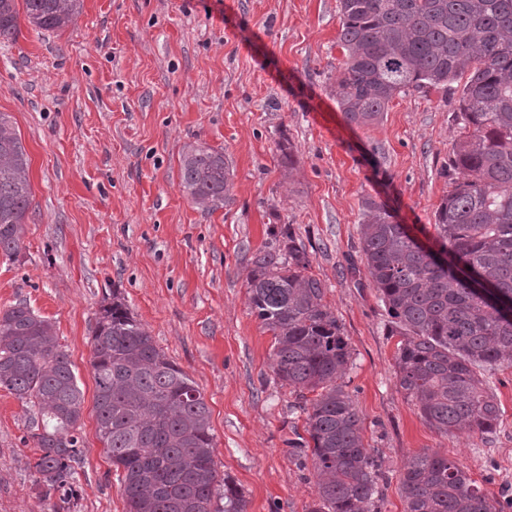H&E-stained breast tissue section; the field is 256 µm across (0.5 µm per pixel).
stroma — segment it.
I'll return each instance as SVG.
<instances>
[{
  "label": "stroma",
  "mask_w": 512,
  "mask_h": 512,
  "mask_svg": "<svg viewBox=\"0 0 512 512\" xmlns=\"http://www.w3.org/2000/svg\"><path fill=\"white\" fill-rule=\"evenodd\" d=\"M339 30L340 0H83L74 25L24 23L0 44V112L21 138L32 192L18 257L0 254V310L24 301L52 322L83 393L69 512H128L96 433L90 366L99 309L116 292L202 391L217 475L242 490L247 512H309L316 475L286 444L303 419L246 288L253 255L284 226L352 352L344 383L382 463L379 512H404L400 477L423 450L459 462L489 498H512V366L492 374L495 432L427 425L397 384L398 339L360 245L370 200L434 236L459 93L412 90L378 123L348 124L332 93ZM190 142L228 158L223 208L202 210L182 191ZM37 421L0 390V512H62L34 485Z\"/></svg>",
  "instance_id": "35a3bbf8"
}]
</instances>
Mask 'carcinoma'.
<instances>
[{"label": "carcinoma", "instance_id": "cac0c4a2", "mask_svg": "<svg viewBox=\"0 0 512 512\" xmlns=\"http://www.w3.org/2000/svg\"><path fill=\"white\" fill-rule=\"evenodd\" d=\"M38 30L72 25L83 0H0V43L18 34V2ZM343 60L336 103L350 124L378 121L412 89L448 90L465 71L448 198L434 213V247L420 245L381 204L366 202L361 249L399 336L396 374L420 416L441 433H493L500 408L485 372L512 365V0H340ZM224 153L183 146L180 186L215 210L230 199ZM31 197L28 158L0 113V254L18 256ZM247 279L251 309L274 338L275 374L298 392L304 431L288 440L296 464L317 474L309 512H378L381 463L364 444L342 379L352 352L324 285L308 276L306 248L285 227L258 252ZM97 434L122 470L128 512H246L228 478L218 492L210 410L194 381L157 347L117 294L101 306L90 362ZM0 389L35 408L41 432L36 488L64 503L76 494L71 462L83 395L54 325L25 303L0 311ZM316 397L308 399L304 391ZM405 512H506L456 461L411 456Z\"/></svg>", "mask_w": 512, "mask_h": 512}]
</instances>
